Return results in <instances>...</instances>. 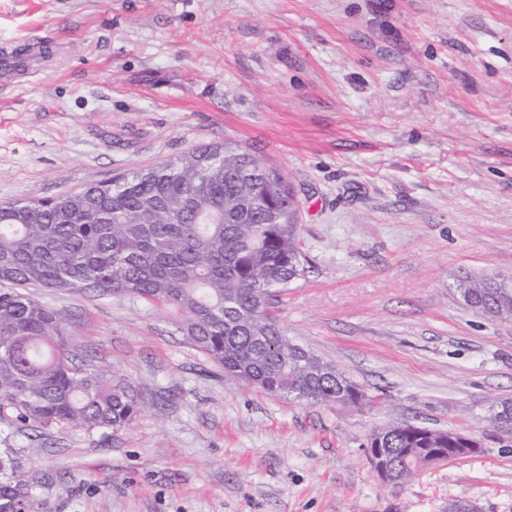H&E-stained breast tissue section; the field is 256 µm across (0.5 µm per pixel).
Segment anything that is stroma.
I'll return each instance as SVG.
<instances>
[{
    "mask_svg": "<svg viewBox=\"0 0 512 512\" xmlns=\"http://www.w3.org/2000/svg\"><path fill=\"white\" fill-rule=\"evenodd\" d=\"M0 199L38 200L230 141L285 174L304 275L271 297L289 338L369 396L254 389L128 296L33 289L78 362L135 387L119 429L18 430L50 512H512V320L453 283L512 276V0H0ZM409 422L481 453L386 486L372 428Z\"/></svg>",
    "mask_w": 512,
    "mask_h": 512,
    "instance_id": "35a3bbf8",
    "label": "stroma"
}]
</instances>
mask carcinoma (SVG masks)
Here are the masks:
<instances>
[{
	"mask_svg": "<svg viewBox=\"0 0 512 512\" xmlns=\"http://www.w3.org/2000/svg\"><path fill=\"white\" fill-rule=\"evenodd\" d=\"M298 202L283 173L231 143L176 162L87 185L67 198L0 202V420L127 425L138 393L116 374L76 364L60 315L30 288L132 295L177 312L176 331L247 385L305 405L355 406L364 393L266 311L268 298L305 272ZM464 306L512 319V288L465 274ZM492 426L512 434V399ZM385 448H462L463 434L428 435L403 423L376 427ZM35 477L0 455V512H43Z\"/></svg>",
	"mask_w": 512,
	"mask_h": 512,
	"instance_id": "1",
	"label": "carcinoma"
}]
</instances>
